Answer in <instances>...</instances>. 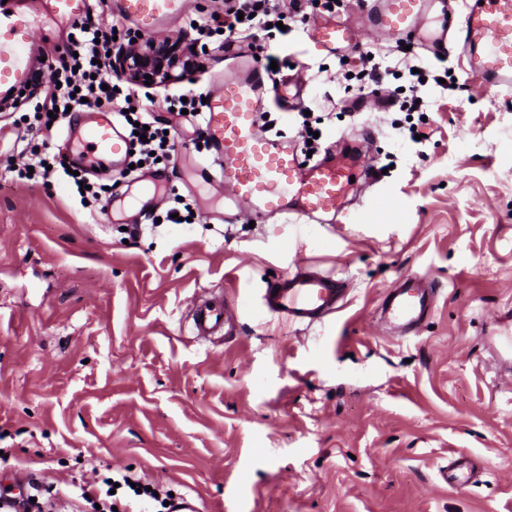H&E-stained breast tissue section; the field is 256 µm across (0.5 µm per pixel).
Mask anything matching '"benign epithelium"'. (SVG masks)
<instances>
[{"mask_svg": "<svg viewBox=\"0 0 512 512\" xmlns=\"http://www.w3.org/2000/svg\"><path fill=\"white\" fill-rule=\"evenodd\" d=\"M197 52L185 40L160 41L138 38L131 44L112 48V72L136 86H145L146 76H152L151 87H164L182 80L198 67ZM161 69H156L157 65Z\"/></svg>", "mask_w": 512, "mask_h": 512, "instance_id": "7a95c632", "label": "benign epithelium"}]
</instances>
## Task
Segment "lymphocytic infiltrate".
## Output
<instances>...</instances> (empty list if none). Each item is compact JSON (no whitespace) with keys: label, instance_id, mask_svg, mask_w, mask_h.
I'll use <instances>...</instances> for the list:
<instances>
[{"label":"lymphocytic infiltrate","instance_id":"lymphocytic-infiltrate-1","mask_svg":"<svg viewBox=\"0 0 512 512\" xmlns=\"http://www.w3.org/2000/svg\"><path fill=\"white\" fill-rule=\"evenodd\" d=\"M303 0H290L289 7H282L279 0H238L225 17L210 18L196 27L200 40L211 42L216 36L247 39L261 36L267 41L276 40L282 23L293 20L303 13ZM113 32L96 25H73L58 62L49 64L47 81L41 83L33 106L34 135L38 146H26L25 152L32 165L21 168L20 177L31 175L50 179L65 176L80 201L96 204L102 198L100 187L88 186L89 174L80 171L71 174L66 168V158L54 152L52 141L57 136L69 113L86 110L88 105H108L113 120L128 137L133 154L132 164L155 167L157 161L168 160L175 150L174 143L165 139V131L156 124L153 114L138 100L134 86L111 80L105 67L113 42ZM405 86L391 84L390 79L398 71L382 64L379 56L361 53L359 66H351L337 60L336 69L347 75V85L359 94L369 95L387 91L391 105L402 112H420L424 91L428 83L438 82L440 74L417 58L413 52L402 54ZM146 126L145 136L135 134L137 126Z\"/></svg>","mask_w":512,"mask_h":512}]
</instances>
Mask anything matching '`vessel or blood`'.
<instances>
[{
  "label": "vessel or blood",
  "mask_w": 512,
  "mask_h": 512,
  "mask_svg": "<svg viewBox=\"0 0 512 512\" xmlns=\"http://www.w3.org/2000/svg\"><path fill=\"white\" fill-rule=\"evenodd\" d=\"M182 6L183 0H113L112 12L151 33L179 15ZM88 8L89 0H29L28 10L12 11L0 0V94H15L32 79L46 21H73ZM359 9L363 29L343 21L312 26L309 37L315 47L333 54L358 45L364 29L387 38L411 39L437 56L449 55L456 41L467 57L469 75L512 92V0H474L458 27L453 24V0H360ZM264 87L265 75L256 65L238 63L217 78L204 112L211 163L201 166L199 176L206 185L229 190L242 212L262 223L290 214L311 218L338 213L352 180H360L365 188L375 184L369 170L353 172L345 162L328 156L302 163L295 145L260 130L257 114ZM68 142L84 166L124 165L128 143L109 112L80 117L69 129ZM172 183V174L154 176L128 196L127 207H138L145 196L159 197ZM434 294L426 277H403L386 294L381 319L394 329L417 330L433 310ZM345 295V280L299 264L265 288L262 306L279 319L310 326L339 312ZM235 318L234 308L221 296L201 297L191 309L192 333L199 341H214L231 334ZM477 472L476 462L461 454L449 462L442 477L460 490Z\"/></svg>",
  "instance_id": "vessel-or-blood-1"
}]
</instances>
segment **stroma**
<instances>
[{
  "instance_id": "obj_1",
  "label": "stroma",
  "mask_w": 512,
  "mask_h": 512,
  "mask_svg": "<svg viewBox=\"0 0 512 512\" xmlns=\"http://www.w3.org/2000/svg\"><path fill=\"white\" fill-rule=\"evenodd\" d=\"M158 38H193L191 20L233 0H184ZM296 24L274 44L281 77L300 72L303 109L326 144L353 154L363 127L383 175L373 192L398 214L361 223L371 192L350 190L348 218L255 226L233 199L210 218L198 185L196 121L166 97L207 93L245 44L213 48L190 79L147 91L175 142L192 224L145 225L129 238L111 210L84 209L60 179L19 178L14 147L32 99L0 111V487L64 489L106 467L133 469L203 512H512V96L448 67L459 84L429 93L422 151L394 128L386 97L346 90L336 58ZM326 72H319V65ZM349 282L323 323L264 314L260 295L299 262ZM438 288L418 333L399 336L379 307L403 276ZM234 300L236 329L197 342L196 295ZM482 473L465 490L440 472L458 454Z\"/></svg>"
}]
</instances>
